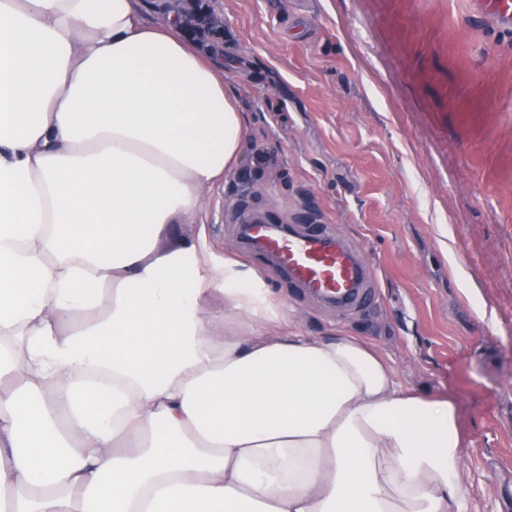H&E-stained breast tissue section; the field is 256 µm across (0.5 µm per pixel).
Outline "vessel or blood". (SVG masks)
<instances>
[{"mask_svg":"<svg viewBox=\"0 0 512 512\" xmlns=\"http://www.w3.org/2000/svg\"><path fill=\"white\" fill-rule=\"evenodd\" d=\"M477 7L499 25L512 27V0H479ZM246 238L259 256L301 285L308 296L339 312H356L371 299L375 273L370 264L328 227L294 232L264 222L248 225Z\"/></svg>","mask_w":512,"mask_h":512,"instance_id":"obj_1","label":"vessel or blood"}]
</instances>
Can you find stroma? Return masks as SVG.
<instances>
[{
    "label": "stroma",
    "instance_id": "stroma-1",
    "mask_svg": "<svg viewBox=\"0 0 512 512\" xmlns=\"http://www.w3.org/2000/svg\"><path fill=\"white\" fill-rule=\"evenodd\" d=\"M203 49L246 118L207 195L216 257L263 277L307 336L365 338L406 387L450 397L474 512H512V29L474 0H202ZM331 224L378 272L352 321L239 239L244 214Z\"/></svg>",
    "mask_w": 512,
    "mask_h": 512
}]
</instances>
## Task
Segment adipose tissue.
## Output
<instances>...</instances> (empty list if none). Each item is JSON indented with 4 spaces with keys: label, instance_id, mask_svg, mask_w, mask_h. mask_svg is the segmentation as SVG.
Listing matches in <instances>:
<instances>
[{
    "label": "adipose tissue",
    "instance_id": "obj_1",
    "mask_svg": "<svg viewBox=\"0 0 512 512\" xmlns=\"http://www.w3.org/2000/svg\"><path fill=\"white\" fill-rule=\"evenodd\" d=\"M244 129L178 14L0 0V512H469L452 400L272 332L203 237L158 249Z\"/></svg>",
    "mask_w": 512,
    "mask_h": 512
}]
</instances>
